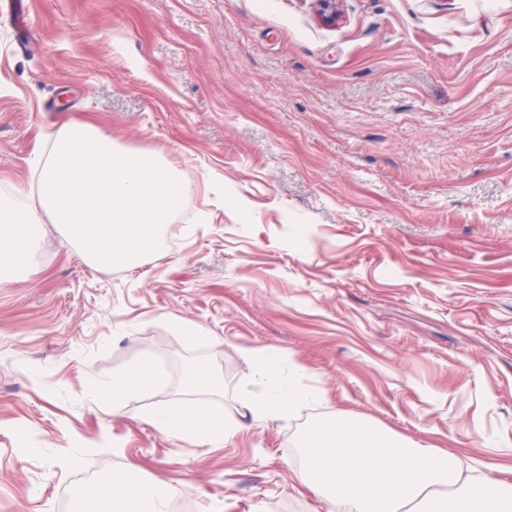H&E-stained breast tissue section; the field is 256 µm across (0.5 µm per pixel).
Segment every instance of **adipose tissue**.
<instances>
[{
  "instance_id": "adipose-tissue-1",
  "label": "adipose tissue",
  "mask_w": 512,
  "mask_h": 512,
  "mask_svg": "<svg viewBox=\"0 0 512 512\" xmlns=\"http://www.w3.org/2000/svg\"><path fill=\"white\" fill-rule=\"evenodd\" d=\"M257 368L263 390L246 404L253 422L286 417L316 400V393L285 376L279 354H262ZM158 379L153 365L141 364L93 389L117 409L150 390ZM188 385L196 398L148 412V423L192 446H223L240 432L242 422L223 417L198 398L202 392L220 391L222 380L201 365L194 368ZM300 458L294 480L332 503L335 512H401L423 501L430 504V512H512V485L490 476L463 478L457 459L447 452L405 441L366 420L316 422L301 442ZM81 495L93 512H165L170 488L121 474L86 485Z\"/></svg>"
}]
</instances>
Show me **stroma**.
<instances>
[{"instance_id": "obj_1", "label": "stroma", "mask_w": 512, "mask_h": 512, "mask_svg": "<svg viewBox=\"0 0 512 512\" xmlns=\"http://www.w3.org/2000/svg\"><path fill=\"white\" fill-rule=\"evenodd\" d=\"M0 14V198L88 119L191 191L162 256L104 268L46 224L0 283V502L75 512L132 473L191 512H329L296 484L306 430L365 418L512 484V0H21ZM190 335H177L171 321ZM320 394L224 447L145 422L183 368L259 393L260 353ZM123 404L92 381L145 361Z\"/></svg>"}]
</instances>
